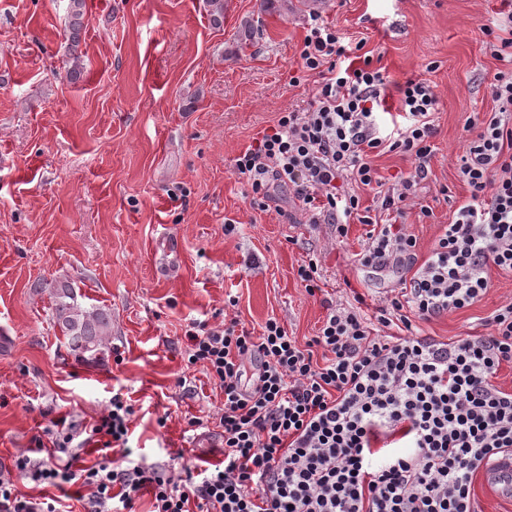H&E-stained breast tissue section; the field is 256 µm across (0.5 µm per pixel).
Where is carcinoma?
Masks as SVG:
<instances>
[{"instance_id":"carcinoma-1","label":"carcinoma","mask_w":512,"mask_h":512,"mask_svg":"<svg viewBox=\"0 0 512 512\" xmlns=\"http://www.w3.org/2000/svg\"><path fill=\"white\" fill-rule=\"evenodd\" d=\"M85 25V0H71L68 29L70 50L76 52ZM76 289L65 284L53 292V319L64 337V344L78 357L96 362L104 354V341L111 332L112 316L99 307H87Z\"/></svg>"}]
</instances>
